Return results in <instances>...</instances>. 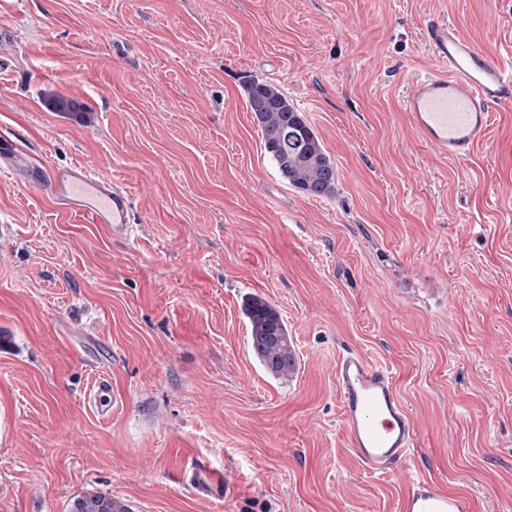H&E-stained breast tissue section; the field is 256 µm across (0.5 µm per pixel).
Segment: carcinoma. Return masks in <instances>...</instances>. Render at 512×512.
<instances>
[{
    "instance_id": "1",
    "label": "carcinoma",
    "mask_w": 512,
    "mask_h": 512,
    "mask_svg": "<svg viewBox=\"0 0 512 512\" xmlns=\"http://www.w3.org/2000/svg\"><path fill=\"white\" fill-rule=\"evenodd\" d=\"M250 111L260 128L265 152L280 175L298 191L326 197L336 186V167L316 132L284 94L267 82L245 85ZM249 323V347L263 369L277 379L295 374L297 359L288 328L265 298L250 296L244 304ZM71 512H131L119 499L85 495L73 501Z\"/></svg>"
}]
</instances>
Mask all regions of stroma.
<instances>
[{
	"label": "stroma",
	"mask_w": 512,
	"mask_h": 512,
	"mask_svg": "<svg viewBox=\"0 0 512 512\" xmlns=\"http://www.w3.org/2000/svg\"><path fill=\"white\" fill-rule=\"evenodd\" d=\"M447 19L512 51V0H0V145L133 195V235L0 174V512H512V112L466 161L404 112ZM277 85L337 191L307 196L244 94ZM265 297L298 360L253 358ZM391 371L419 435L380 475L340 426L337 357ZM110 376L104 420L85 404ZM222 477L223 499L185 480ZM70 512H131L119 499L105 495H85L73 501Z\"/></svg>",
	"instance_id": "obj_1"
}]
</instances>
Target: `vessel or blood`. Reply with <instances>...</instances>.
<instances>
[{
	"label": "vessel or blood",
	"instance_id": "b4317fda",
	"mask_svg": "<svg viewBox=\"0 0 512 512\" xmlns=\"http://www.w3.org/2000/svg\"><path fill=\"white\" fill-rule=\"evenodd\" d=\"M425 39L439 68L413 81L406 111L425 144L450 160H468L486 140L494 110L512 108V55H488L447 20L432 21ZM0 171L24 185H47L61 208L107 225L113 238L133 231L130 193L86 165L48 170L26 152L0 147ZM335 380L342 428L357 458L370 472L393 471L409 458L418 426L391 372L348 351L336 359ZM86 402L98 416L110 417V381L100 379Z\"/></svg>",
	"mask_w": 512,
	"mask_h": 512
}]
</instances>
